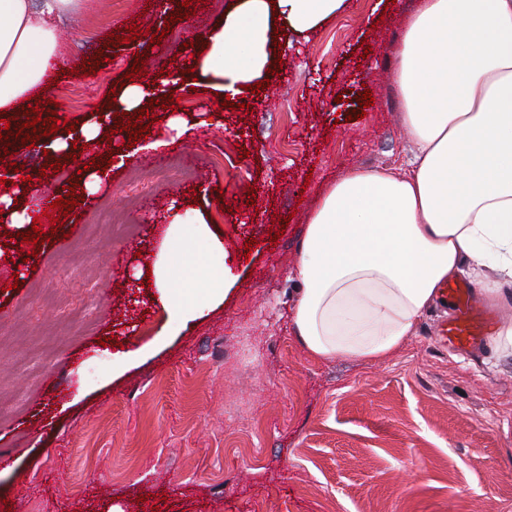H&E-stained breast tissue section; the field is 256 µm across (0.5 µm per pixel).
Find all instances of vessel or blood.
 Wrapping results in <instances>:
<instances>
[{"label": "vessel or blood", "mask_w": 512, "mask_h": 512, "mask_svg": "<svg viewBox=\"0 0 512 512\" xmlns=\"http://www.w3.org/2000/svg\"><path fill=\"white\" fill-rule=\"evenodd\" d=\"M437 301L451 305L454 315L436 332V344L466 354L478 349L486 339L492 316L479 302L474 288L460 279L448 280L440 288Z\"/></svg>", "instance_id": "obj_1"}]
</instances>
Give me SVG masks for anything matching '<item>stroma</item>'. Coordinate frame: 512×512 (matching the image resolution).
I'll return each instance as SVG.
<instances>
[{"label": "stroma", "instance_id": "obj_1", "mask_svg": "<svg viewBox=\"0 0 512 512\" xmlns=\"http://www.w3.org/2000/svg\"><path fill=\"white\" fill-rule=\"evenodd\" d=\"M181 2L83 0L58 23L59 136L137 60L181 68L235 4L202 0L190 17ZM416 6L349 0L314 32L276 34L269 87L234 111L206 81L165 87L147 141L109 122L124 157L95 193L74 181L91 151L36 154L35 194L15 207L67 188L78 205L56 230L41 217L33 247L29 225L0 223V512H512V351L442 350L435 305L392 358L322 360L290 320L323 193L414 148L392 49ZM132 23L161 42L119 43ZM176 117L191 126L179 137ZM173 161L186 176L162 179ZM135 180L153 192L132 200ZM172 213L203 214L230 270L223 301L183 326L146 275Z\"/></svg>", "mask_w": 512, "mask_h": 512}]
</instances>
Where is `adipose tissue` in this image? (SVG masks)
<instances>
[{
    "label": "adipose tissue",
    "instance_id": "adipose-tissue-1",
    "mask_svg": "<svg viewBox=\"0 0 512 512\" xmlns=\"http://www.w3.org/2000/svg\"><path fill=\"white\" fill-rule=\"evenodd\" d=\"M81 0H0V119L37 99L66 55L57 22ZM348 0H237L204 38L194 77L233 95L263 77L274 30L319 29ZM416 149L349 170L324 193L292 270V322L321 359L383 360L463 265L512 282V0H419L395 46ZM225 251L203 215L165 231L156 286L184 324L224 299Z\"/></svg>",
    "mask_w": 512,
    "mask_h": 512
}]
</instances>
